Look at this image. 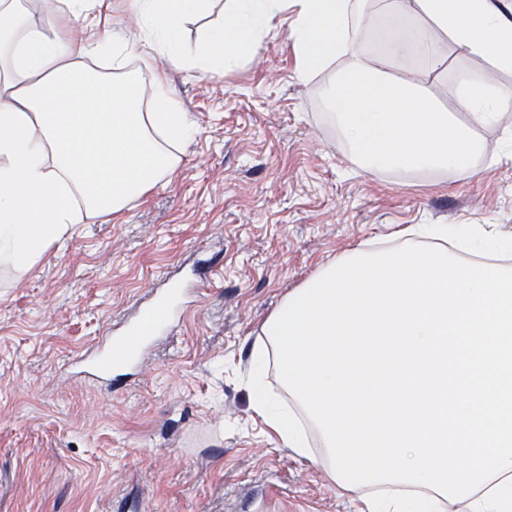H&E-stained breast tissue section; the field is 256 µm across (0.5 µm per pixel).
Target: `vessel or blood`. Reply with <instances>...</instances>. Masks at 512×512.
Segmentation results:
<instances>
[{"label": "vessel or blood", "mask_w": 512, "mask_h": 512, "mask_svg": "<svg viewBox=\"0 0 512 512\" xmlns=\"http://www.w3.org/2000/svg\"><path fill=\"white\" fill-rule=\"evenodd\" d=\"M161 285L153 289L133 315L120 328L109 331L94 352L76 356L72 368L87 377L115 389L138 371L147 349L159 338L171 334L188 306L190 293H203L208 285L205 268L194 270L189 281L161 276Z\"/></svg>", "instance_id": "1"}]
</instances>
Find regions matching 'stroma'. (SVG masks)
<instances>
[{"mask_svg": "<svg viewBox=\"0 0 512 512\" xmlns=\"http://www.w3.org/2000/svg\"><path fill=\"white\" fill-rule=\"evenodd\" d=\"M99 29L141 32L133 0H100ZM293 10L258 53L213 72L168 70L153 55L144 84L166 74L197 127L170 178L118 216H84L22 271L0 266V512H359L324 457L284 448L254 412L251 352L288 292L352 249L393 242L413 224H495L512 232V106L480 128L492 166L385 173L353 164L322 88L338 58L296 77ZM389 14L362 15L363 61L396 76L422 58L386 54ZM440 105L461 77L512 86L444 41ZM219 252L200 304L119 393L65 375L80 354L164 272L183 278Z\"/></svg>", "mask_w": 512, "mask_h": 512, "instance_id": "1", "label": "stroma"}]
</instances>
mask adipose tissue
I'll list each match as a JSON object with an SVG mask.
<instances>
[{
    "instance_id": "adipose-tissue-1",
    "label": "adipose tissue",
    "mask_w": 512,
    "mask_h": 512,
    "mask_svg": "<svg viewBox=\"0 0 512 512\" xmlns=\"http://www.w3.org/2000/svg\"><path fill=\"white\" fill-rule=\"evenodd\" d=\"M92 35L61 40L22 0H0V266L28 267L83 215H114L171 176L174 149L195 127L166 80L143 87L130 58L165 57L207 71L252 57L286 0H225L221 23L193 47L184 22L213 0H137L142 35L93 29L94 0H58ZM301 82L346 57L323 90L333 126L366 171L486 168L477 129L512 102V88L462 80L457 109L426 80L395 78L355 54L366 0H293ZM401 33L388 54L425 51L440 74L441 37L512 71V18L489 0H394ZM469 114L461 121L459 112ZM255 344L251 401L285 447L312 456L316 430L344 488H373L369 512H512V236L481 224H420L379 252L354 250L288 293ZM275 362L293 404L264 386Z\"/></svg>"
}]
</instances>
